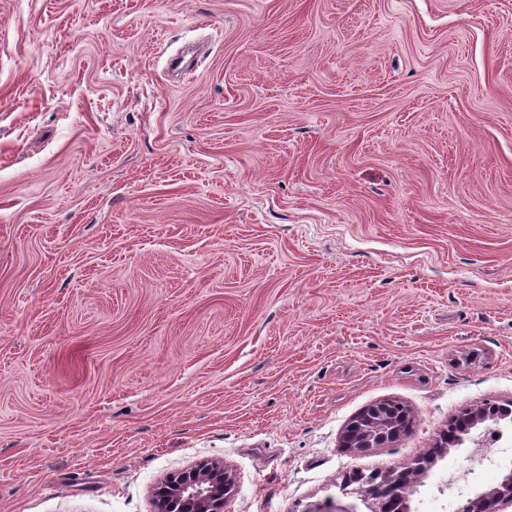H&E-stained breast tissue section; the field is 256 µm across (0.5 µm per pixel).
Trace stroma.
Listing matches in <instances>:
<instances>
[{"label":"stroma","mask_w":512,"mask_h":512,"mask_svg":"<svg viewBox=\"0 0 512 512\" xmlns=\"http://www.w3.org/2000/svg\"><path fill=\"white\" fill-rule=\"evenodd\" d=\"M194 55L172 72L170 59ZM414 417L340 446L363 407ZM512 401V0H0V512H367ZM512 468L451 451L413 512ZM464 412L459 423L464 433H471L473 430L481 427L487 430L491 429L490 424L494 418L492 408L483 404L476 408L467 409ZM455 443V440H448V444L438 441L435 448L414 463L402 465V467L406 466L405 469L393 468L385 474H374L365 480L353 477L348 480L347 486L358 483V488L355 489L356 493L365 501L370 499L373 501L371 510L368 512H383L384 509L378 507L379 501L389 503L394 499L401 498L404 502L407 500L410 502L411 486L421 483L439 459L444 458L453 449L462 446V444L455 445ZM406 471H408L407 474H405ZM232 473L223 462L202 463L170 478L158 490L155 512H222L224 502L234 487Z\"/></svg>","instance_id":"obj_1"}]
</instances>
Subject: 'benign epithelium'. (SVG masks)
<instances>
[{
	"label": "benign epithelium",
	"mask_w": 512,
	"mask_h": 512,
	"mask_svg": "<svg viewBox=\"0 0 512 512\" xmlns=\"http://www.w3.org/2000/svg\"><path fill=\"white\" fill-rule=\"evenodd\" d=\"M493 418L492 408L483 404L465 410L459 426L466 433L481 427L488 430ZM400 433L393 420L384 414L369 426L361 424L354 417L344 429L341 447L351 452H361L363 444L376 434L384 436V443L388 444ZM455 448L457 445L453 440L444 444L438 442L435 448L406 465L404 470L394 468L365 480L353 477L348 484H358L356 493L363 500L372 501L371 512H383L378 503H389L397 498L409 500L411 486L420 483L437 461ZM234 484L235 479L224 463H203L162 485L154 501L155 512H223L224 502ZM509 507L512 508V470L505 473L497 484L460 501L455 512H505Z\"/></svg>",
	"instance_id": "obj_1"
}]
</instances>
